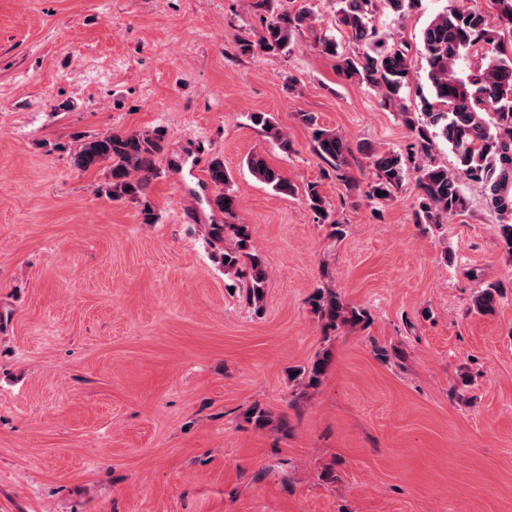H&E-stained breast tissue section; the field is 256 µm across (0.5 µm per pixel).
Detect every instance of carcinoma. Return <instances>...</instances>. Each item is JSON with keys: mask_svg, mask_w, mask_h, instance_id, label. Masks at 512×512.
Listing matches in <instances>:
<instances>
[{"mask_svg": "<svg viewBox=\"0 0 512 512\" xmlns=\"http://www.w3.org/2000/svg\"><path fill=\"white\" fill-rule=\"evenodd\" d=\"M421 0H336V24L362 46V52L346 56L340 52L336 38L325 32L315 35L319 51L337 59L338 69L346 77H357L381 90L387 101H398L407 86L412 48L406 43L388 44L373 25L377 5H382L395 18L403 17ZM498 23L486 11L471 2L445 7L435 14L423 29L419 54L426 61L427 90L420 93V111L403 113L412 133L406 153L399 151L369 154L373 178L365 196L376 204L391 200L394 192L410 176L418 188L416 222L440 225L448 217L467 209L462 183L482 184L499 216V235L512 256V42L501 39L499 25L512 29V0H489ZM253 7L261 27L254 42L242 44L243 50L257 48L288 54L293 50L303 29L311 28L313 11L302 8L293 13L278 11L273 0H255ZM299 119L313 129V150L336 176L350 188L357 187L347 171L350 153L345 139L336 131L320 127L311 112L299 113ZM267 137L286 152L288 137L274 117L266 112L251 115ZM440 140L454 155L456 168L436 161L431 156L434 141ZM162 138L139 131L114 130L104 135L82 139L72 154L74 168L85 171L92 167L105 170L112 198L136 199L158 175L157 156ZM251 175L277 194H292L294 186L260 154L247 157ZM208 177L217 188L213 207L233 216L235 197L225 191L231 177L224 161L213 159ZM383 195H377V192ZM305 201L322 221L330 218L327 202L318 185L305 189ZM214 230L235 241L234 248L224 250V274L242 281L248 301L263 300L268 272L260 257L249 252L250 235L245 224L216 225ZM502 297L501 286L489 283L475 296L473 308L479 314L495 310ZM317 309L327 325L356 326L368 319L363 309L347 307L335 292L316 290ZM330 357L320 352L314 361L297 369L295 379L306 387L320 383Z\"/></svg>", "mask_w": 512, "mask_h": 512, "instance_id": "1", "label": "carcinoma"}]
</instances>
